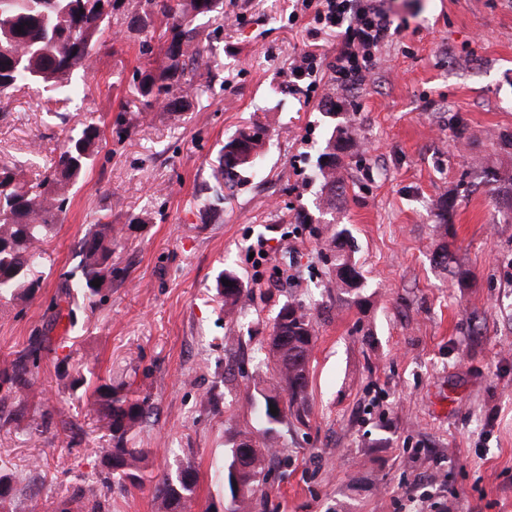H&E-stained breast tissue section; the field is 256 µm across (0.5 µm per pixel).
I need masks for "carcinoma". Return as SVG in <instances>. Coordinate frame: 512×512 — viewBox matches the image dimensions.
Masks as SVG:
<instances>
[{
    "instance_id": "carcinoma-1",
    "label": "carcinoma",
    "mask_w": 512,
    "mask_h": 512,
    "mask_svg": "<svg viewBox=\"0 0 512 512\" xmlns=\"http://www.w3.org/2000/svg\"><path fill=\"white\" fill-rule=\"evenodd\" d=\"M224 14V0H0V97L22 88H41L65 100L79 94L71 83L73 73L91 67L93 51L112 24L123 18L132 27L146 30L160 20L162 29L146 35L142 55L151 57L154 48L163 54L155 67L147 62L136 71L137 94L142 105L157 103L169 112L184 110L201 67L202 49L196 20ZM158 46H153V42ZM267 129L254 126L238 132L224 144L218 164L211 170L217 199L224 198L226 187H235L241 175L260 169L263 136ZM103 142L101 129L90 121L80 131L66 135L59 154L35 174L25 178L16 168L0 166V298L10 296L26 301L34 297L39 280L33 271L41 265L43 253L34 244L45 239L66 212L72 187L85 177L87 166ZM355 143L348 132L331 134L317 160L316 176L324 185L336 187L339 153ZM112 224L99 221L82 240L78 251L82 278L73 274L62 282L64 295L77 288L90 298L101 294L112 283ZM331 265L336 288L350 293L361 285V275L352 260L349 232L340 227L332 234ZM435 263L461 275L454 252L443 247ZM100 280L95 287L92 281ZM236 283L230 288L218 281L217 294L224 302V314L233 318L244 297V289L233 272L224 280ZM312 315L295 302H286L278 310L272 333L266 343L267 365L275 382L254 387L260 404L259 416L265 433L255 437L247 431L237 434L223 465L231 497L224 512H250L254 496L261 491L268 456L274 451L272 435L286 418L299 425L308 418L310 358L315 344ZM42 344L27 350L0 368V413L4 422L29 419L28 426L40 430L52 416L43 402L29 407L35 393ZM91 405L110 435L99 456L107 472L103 487L112 491L145 483L143 462L149 450L136 446L135 434L146 410V399L131 386L114 387L107 382L94 386ZM273 403L282 404L276 417ZM197 475L186 464L179 475H167L153 485L159 512H192L195 507ZM13 478L0 472V512H19Z\"/></svg>"
}]
</instances>
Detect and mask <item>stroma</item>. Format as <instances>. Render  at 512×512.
Listing matches in <instances>:
<instances>
[{
    "label": "stroma",
    "mask_w": 512,
    "mask_h": 512,
    "mask_svg": "<svg viewBox=\"0 0 512 512\" xmlns=\"http://www.w3.org/2000/svg\"><path fill=\"white\" fill-rule=\"evenodd\" d=\"M383 4L398 29L354 90L333 80L340 35L315 30L304 0H224L223 20L200 23L204 64L184 112L141 104L132 74L145 34L123 20L74 77L85 98L25 88L0 107V164L28 174L87 121L105 137L41 244L35 297L0 303V362L51 343L37 387L55 422L35 435L0 422V471L25 512L72 498L80 512H158L150 487L100 489L109 433L88 395L65 389L63 357L70 374L146 397L147 473L191 463L195 512H224L216 464L231 434L262 428L247 392L271 379L258 349L293 299L316 321L309 418L277 426L253 512H512V200L482 179L512 173L498 143L512 132V0ZM306 54L320 64L313 88L292 74ZM255 124L270 131L262 172L215 201L211 167ZM336 128L358 146L341 155L344 191L329 210L314 170ZM453 194L443 235L437 206ZM101 218L116 231L112 285L94 304L73 294V325L54 323ZM337 223L363 275L355 298L333 287L322 252ZM447 242L468 280L434 263ZM261 248L268 260L255 259ZM227 269L250 293L231 319L215 297ZM91 484L96 498L79 499Z\"/></svg>",
    "instance_id": "35a3bbf8"
}]
</instances>
